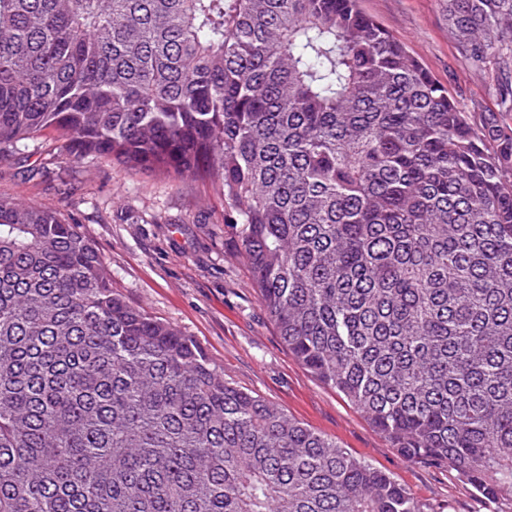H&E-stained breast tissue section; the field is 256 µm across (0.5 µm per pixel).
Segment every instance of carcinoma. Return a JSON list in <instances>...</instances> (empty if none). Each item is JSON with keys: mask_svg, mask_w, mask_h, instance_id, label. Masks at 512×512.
<instances>
[{"mask_svg": "<svg viewBox=\"0 0 512 512\" xmlns=\"http://www.w3.org/2000/svg\"><path fill=\"white\" fill-rule=\"evenodd\" d=\"M467 105L357 0H0V156L200 178L288 351L512 512V0H448ZM0 512H429L0 199Z\"/></svg>", "mask_w": 512, "mask_h": 512, "instance_id": "carcinoma-1", "label": "carcinoma"}]
</instances>
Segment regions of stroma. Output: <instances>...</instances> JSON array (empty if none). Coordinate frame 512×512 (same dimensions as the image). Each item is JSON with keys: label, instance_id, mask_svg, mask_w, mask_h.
I'll list each match as a JSON object with an SVG mask.
<instances>
[{"label": "stroma", "instance_id": "1", "mask_svg": "<svg viewBox=\"0 0 512 512\" xmlns=\"http://www.w3.org/2000/svg\"><path fill=\"white\" fill-rule=\"evenodd\" d=\"M461 102L496 107L492 71L459 57L447 0H359ZM58 134L0 160V197L58 208L104 259L112 289L194 338L224 378L394 476L433 512H486L444 468L404 461L365 415L309 373L264 311L224 197L207 182L71 159Z\"/></svg>", "mask_w": 512, "mask_h": 512}]
</instances>
